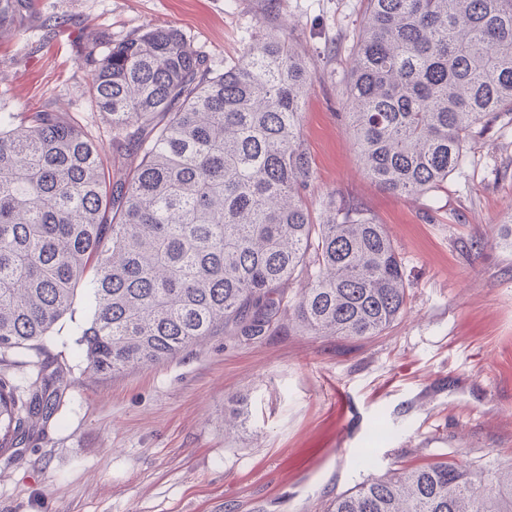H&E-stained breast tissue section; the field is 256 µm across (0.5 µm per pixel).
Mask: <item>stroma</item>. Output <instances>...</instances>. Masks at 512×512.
Wrapping results in <instances>:
<instances>
[{
    "label": "stroma",
    "mask_w": 512,
    "mask_h": 512,
    "mask_svg": "<svg viewBox=\"0 0 512 512\" xmlns=\"http://www.w3.org/2000/svg\"><path fill=\"white\" fill-rule=\"evenodd\" d=\"M366 0H34L24 36L0 35V113L59 110L110 125L84 94L78 35L101 44L148 25L179 29L218 62L274 33L314 72L301 139L313 213L328 194L385 229L408 283L404 313L367 339L281 321L249 339L222 332L172 359L115 375L87 367L77 300L39 350L0 359L26 389L63 367L50 419L0 456V512H325L371 477L443 454L512 465V124L472 143L464 175L395 196L364 171L343 92ZM58 17L59 27L41 23Z\"/></svg>",
    "instance_id": "1"
}]
</instances>
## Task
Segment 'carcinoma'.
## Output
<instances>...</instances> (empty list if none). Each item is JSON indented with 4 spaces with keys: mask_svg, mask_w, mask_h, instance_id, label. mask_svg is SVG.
Instances as JSON below:
<instances>
[{
    "mask_svg": "<svg viewBox=\"0 0 512 512\" xmlns=\"http://www.w3.org/2000/svg\"><path fill=\"white\" fill-rule=\"evenodd\" d=\"M345 117L368 176L398 196L462 169L512 112V0H366ZM32 0H0L22 34ZM85 92L122 147L107 165L59 112L0 115V355L49 335L77 297V345L109 375L168 360L218 330L263 336L283 310L317 336H378L404 312L403 263L384 225L327 202L314 222L300 121L314 73L269 33L219 67L174 27L103 53L84 44ZM307 279L285 304V288ZM53 376L0 377V453L56 409ZM328 512H512V472L455 456L372 477Z\"/></svg>",
    "mask_w": 512,
    "mask_h": 512,
    "instance_id": "obj_1",
    "label": "carcinoma"
}]
</instances>
